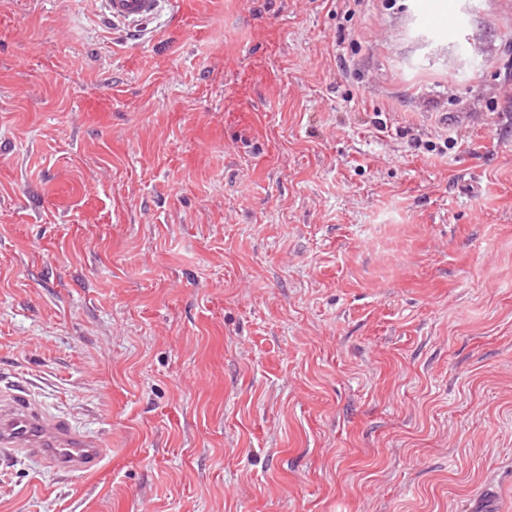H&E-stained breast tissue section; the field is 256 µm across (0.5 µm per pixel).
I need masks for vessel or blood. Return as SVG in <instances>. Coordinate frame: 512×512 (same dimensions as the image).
<instances>
[{
    "instance_id": "b4317fda",
    "label": "vessel or blood",
    "mask_w": 512,
    "mask_h": 512,
    "mask_svg": "<svg viewBox=\"0 0 512 512\" xmlns=\"http://www.w3.org/2000/svg\"><path fill=\"white\" fill-rule=\"evenodd\" d=\"M195 6V0H99V14L108 24L134 34L166 8L174 25L190 26ZM413 9L440 37L460 24L455 9H439L433 0H414ZM0 452L36 457L54 470L81 474L100 470L107 455L97 438L49 414L24 385L0 386Z\"/></svg>"
}]
</instances>
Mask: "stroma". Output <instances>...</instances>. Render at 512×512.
Returning <instances> with one entry per match:
<instances>
[{
	"instance_id": "stroma-1",
	"label": "stroma",
	"mask_w": 512,
	"mask_h": 512,
	"mask_svg": "<svg viewBox=\"0 0 512 512\" xmlns=\"http://www.w3.org/2000/svg\"><path fill=\"white\" fill-rule=\"evenodd\" d=\"M453 6L0 0V376L109 450L0 512H512V0ZM199 2L194 0H99V15L128 34L140 31L168 6L175 26L191 25ZM196 6V8H195ZM413 2L415 15L434 35L445 37L448 32L459 27V16L452 6L442 10L438 9L432 0H414Z\"/></svg>"
}]
</instances>
